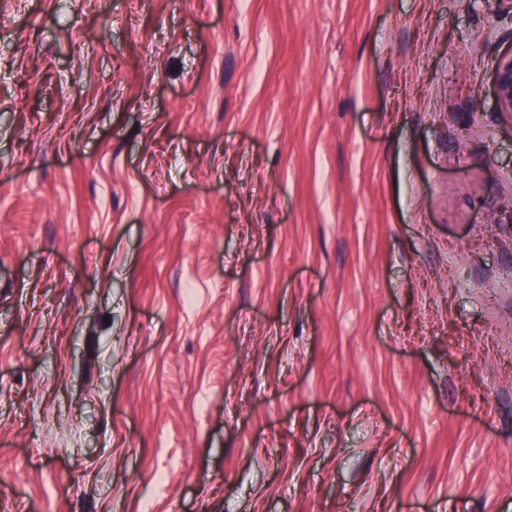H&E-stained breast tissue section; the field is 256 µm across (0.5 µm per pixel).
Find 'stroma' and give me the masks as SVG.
<instances>
[{
  "mask_svg": "<svg viewBox=\"0 0 512 512\" xmlns=\"http://www.w3.org/2000/svg\"><path fill=\"white\" fill-rule=\"evenodd\" d=\"M505 0H0V512H512ZM493 82L499 108L512 114V49L496 62Z\"/></svg>",
  "mask_w": 512,
  "mask_h": 512,
  "instance_id": "obj_1",
  "label": "stroma"
}]
</instances>
